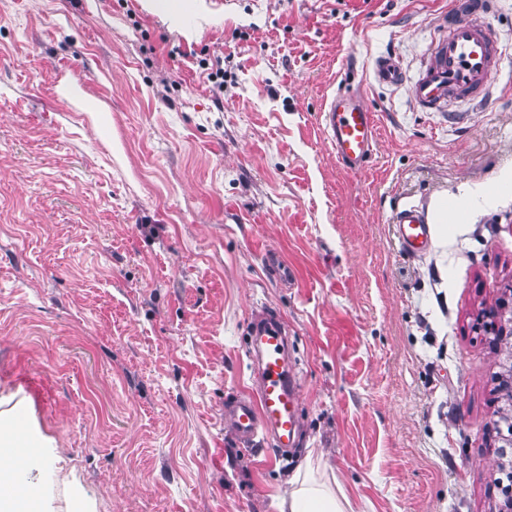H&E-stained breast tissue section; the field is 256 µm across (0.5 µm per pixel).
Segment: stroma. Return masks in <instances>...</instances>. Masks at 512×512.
<instances>
[{"label":"stroma","instance_id":"35a3bbf8","mask_svg":"<svg viewBox=\"0 0 512 512\" xmlns=\"http://www.w3.org/2000/svg\"><path fill=\"white\" fill-rule=\"evenodd\" d=\"M448 2L188 0L173 28L145 0H0V414L54 439L52 512H272L309 452L355 512H495L512 0L482 97L424 112L370 73L392 52L416 78ZM338 88L376 115L358 172L321 130ZM449 200L467 221L403 255L396 208ZM263 311L303 388L281 457L224 428Z\"/></svg>","mask_w":512,"mask_h":512}]
</instances>
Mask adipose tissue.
Returning a JSON list of instances; mask_svg holds the SVG:
<instances>
[{"label": "adipose tissue", "instance_id": "1", "mask_svg": "<svg viewBox=\"0 0 512 512\" xmlns=\"http://www.w3.org/2000/svg\"><path fill=\"white\" fill-rule=\"evenodd\" d=\"M51 438L31 441L24 428L0 424V512H48L36 491L18 492L21 463L56 455ZM287 494L272 503L274 512H353L347 497L337 495L326 482L315 478L310 461H303L288 481Z\"/></svg>", "mask_w": 512, "mask_h": 512}]
</instances>
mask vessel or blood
Wrapping results in <instances>:
<instances>
[{"label":"vessel or blood","mask_w":512,"mask_h":512,"mask_svg":"<svg viewBox=\"0 0 512 512\" xmlns=\"http://www.w3.org/2000/svg\"><path fill=\"white\" fill-rule=\"evenodd\" d=\"M491 0H451L445 17L447 33L431 49L427 63L411 87L415 103L425 110L447 107L454 100L476 96L497 73L500 52L479 16ZM378 82L392 84L403 76L392 56L376 60ZM322 129L331 152L348 171L361 170L371 157L377 125L373 112L357 91H334L323 102ZM400 250L410 256L432 247V228L426 209L407 203L393 217ZM288 338L282 324L270 316L255 318L249 330V354L254 388L224 407V426L247 446L272 438L280 450L291 448L300 427L302 391L289 373Z\"/></svg>","instance_id":"obj_1"}]
</instances>
